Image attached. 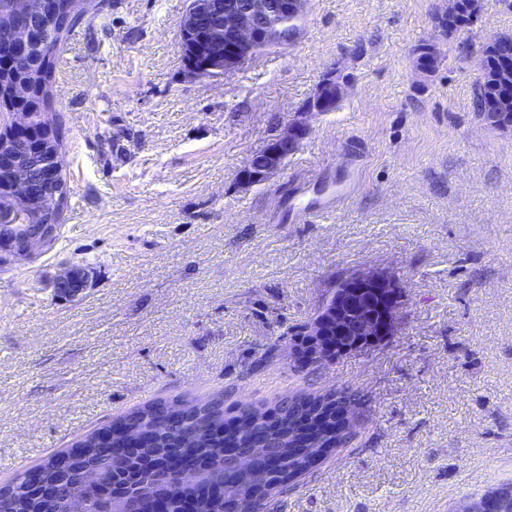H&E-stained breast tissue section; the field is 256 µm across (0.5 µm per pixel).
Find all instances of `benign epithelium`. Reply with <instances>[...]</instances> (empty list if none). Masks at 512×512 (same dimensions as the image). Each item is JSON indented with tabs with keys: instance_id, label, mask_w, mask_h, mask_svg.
<instances>
[{
	"instance_id": "obj_1",
	"label": "benign epithelium",
	"mask_w": 512,
	"mask_h": 512,
	"mask_svg": "<svg viewBox=\"0 0 512 512\" xmlns=\"http://www.w3.org/2000/svg\"><path fill=\"white\" fill-rule=\"evenodd\" d=\"M479 0H448L447 12L432 18L436 33L442 25H463L478 16ZM310 0H187L178 22L185 75L191 79H222L234 73L247 57L270 46L284 48L299 36ZM56 0H41L33 10L26 0H14L10 22L0 27V97L13 102L9 107L6 131L0 130V171L4 180L0 190L8 193L17 207L26 205L31 180L47 186L41 203L42 213L57 210L60 199L52 185L65 172L63 146L52 129L40 123L35 112L29 72L22 67L34 58L54 35L50 20L57 13ZM442 54L439 40L429 42L428 55L420 58L419 69L429 72ZM483 66L479 84L494 88L488 96L489 107L501 127L512 126V42L502 37L490 38L482 50ZM350 77L331 67L323 75L316 93L308 101L307 112H332L340 101ZM306 133L305 125L293 122L275 135L261 151L251 154L240 173L242 185L266 183L281 170L295 152ZM56 225L44 224L37 231L18 233L4 245L0 234V252L16 259L29 256L54 234ZM90 287L89 273L82 264L69 266L52 282L53 295L61 301H73ZM400 298L398 283L380 271L359 272L345 277L331 297L302 332L304 342L292 352L307 364L318 365L334 359L333 352L359 351L369 348L392 334ZM336 421L355 431L359 423L358 408L344 404L336 410ZM267 448H226V469L242 472L249 469ZM172 489L181 491L196 486L207 473L192 465L168 472ZM463 512H512V485L483 496Z\"/></svg>"
}]
</instances>
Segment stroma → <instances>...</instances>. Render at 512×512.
<instances>
[{"label": "stroma", "mask_w": 512, "mask_h": 512, "mask_svg": "<svg viewBox=\"0 0 512 512\" xmlns=\"http://www.w3.org/2000/svg\"><path fill=\"white\" fill-rule=\"evenodd\" d=\"M444 3L311 0L293 44L220 81L183 74L186 0H112L71 33L53 88L70 209L52 245L0 262V485L153 400L343 387L370 399L355 436L276 512H464L512 483V128L474 107L512 0H480L426 75ZM332 66L342 99L307 112ZM297 121L284 167L242 187ZM73 263L92 286L56 300ZM364 270L400 285L392 336L304 367L291 340ZM305 133L306 127L302 123L286 125L262 151L247 158L240 173L241 184L251 187L269 181L295 152Z\"/></svg>", "instance_id": "stroma-1"}]
</instances>
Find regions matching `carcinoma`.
<instances>
[{
  "instance_id": "carcinoma-1",
  "label": "carcinoma",
  "mask_w": 512,
  "mask_h": 512,
  "mask_svg": "<svg viewBox=\"0 0 512 512\" xmlns=\"http://www.w3.org/2000/svg\"><path fill=\"white\" fill-rule=\"evenodd\" d=\"M84 15L62 29V34L42 48L35 61L39 82L34 89L37 111H54L52 85L59 62L61 44L70 32L81 24ZM352 400L364 408L369 399L348 388L323 395L304 394L282 399L269 412L276 415L272 423L266 412L256 416L253 433L239 434L229 430L220 435L217 429L224 422L221 401L188 402L181 399L153 401L139 410L112 423V447L121 448L128 440L127 431L137 429L145 433L146 446L132 454L112 458L101 447L98 431L87 434L72 447L61 452L67 463L62 465L58 455L46 458L35 467L41 483L53 488L57 498L66 501L65 512H104L111 503L112 491L137 496L156 497L164 501L167 512H183L187 500L196 504L197 512H224L244 498L258 501L256 512H272L269 494L277 487L288 485L290 477L309 470L315 459L295 451V442L306 438L311 448L328 453L349 441L342 430L322 429V418L335 412L336 405ZM167 414L177 416L175 427L161 426ZM270 442L273 452L258 458L255 471L239 477L229 490L227 498L215 497L204 483L183 492H174L169 485L158 482L157 474L173 469L182 461H191L208 472L218 473L224 468V448H256ZM82 477L91 482L90 494L82 500L70 497L71 479ZM0 512H54L53 504L37 489L25 474L0 487Z\"/></svg>"
}]
</instances>
